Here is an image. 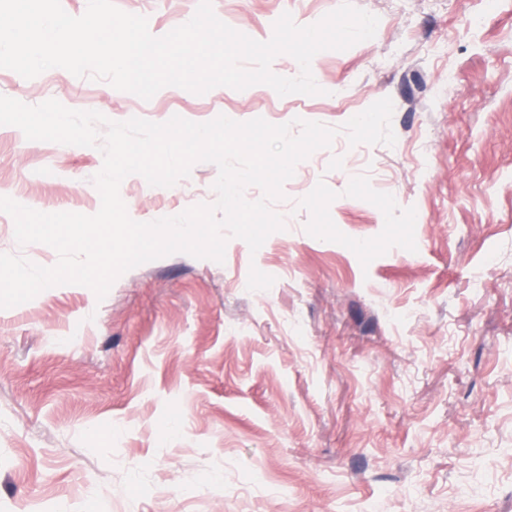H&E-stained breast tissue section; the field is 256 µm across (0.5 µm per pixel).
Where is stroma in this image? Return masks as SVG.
<instances>
[{
  "instance_id": "1",
  "label": "stroma",
  "mask_w": 512,
  "mask_h": 512,
  "mask_svg": "<svg viewBox=\"0 0 512 512\" xmlns=\"http://www.w3.org/2000/svg\"><path fill=\"white\" fill-rule=\"evenodd\" d=\"M161 36L198 0H114ZM374 38L326 50L322 93L266 85L150 100L53 68L0 95L114 121L218 115L339 128L394 103V145H332L299 162L258 252L175 253L0 309V512H512V0H351ZM342 0H212L269 40ZM485 10L482 28L469 15ZM95 147L0 126V196L95 214ZM215 164L176 185L126 177L151 222L216 199ZM0 252L19 246L0 213Z\"/></svg>"
}]
</instances>
